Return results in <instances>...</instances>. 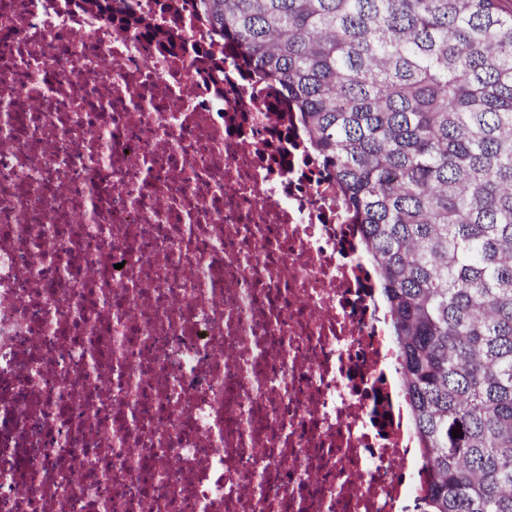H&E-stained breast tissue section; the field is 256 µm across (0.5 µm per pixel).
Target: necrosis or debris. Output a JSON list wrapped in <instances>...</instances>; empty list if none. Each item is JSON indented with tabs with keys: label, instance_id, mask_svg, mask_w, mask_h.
Here are the masks:
<instances>
[{
	"label": "necrosis or debris",
	"instance_id": "4bbe7bcc",
	"mask_svg": "<svg viewBox=\"0 0 512 512\" xmlns=\"http://www.w3.org/2000/svg\"><path fill=\"white\" fill-rule=\"evenodd\" d=\"M0 0V512H410L386 306L190 0Z\"/></svg>",
	"mask_w": 512,
	"mask_h": 512
}]
</instances>
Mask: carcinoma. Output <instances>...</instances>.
<instances>
[{
  "instance_id": "carcinoma-1",
  "label": "carcinoma",
  "mask_w": 512,
  "mask_h": 512,
  "mask_svg": "<svg viewBox=\"0 0 512 512\" xmlns=\"http://www.w3.org/2000/svg\"><path fill=\"white\" fill-rule=\"evenodd\" d=\"M191 2L299 113L360 226L423 448L422 512H512V11Z\"/></svg>"
}]
</instances>
